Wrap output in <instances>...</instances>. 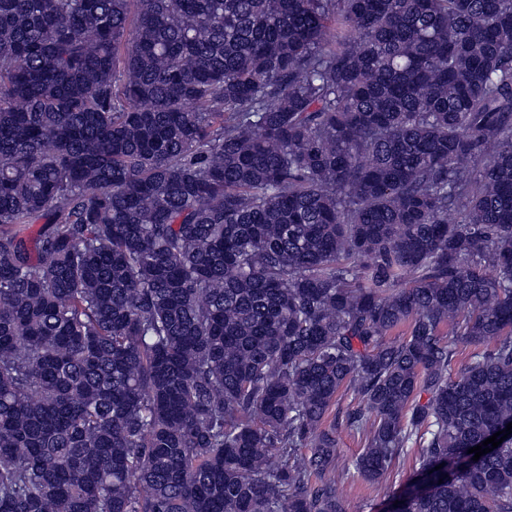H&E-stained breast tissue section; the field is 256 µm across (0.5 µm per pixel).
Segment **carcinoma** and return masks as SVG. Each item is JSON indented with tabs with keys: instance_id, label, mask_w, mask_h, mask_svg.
Instances as JSON below:
<instances>
[{
	"instance_id": "1",
	"label": "carcinoma",
	"mask_w": 512,
	"mask_h": 512,
	"mask_svg": "<svg viewBox=\"0 0 512 512\" xmlns=\"http://www.w3.org/2000/svg\"><path fill=\"white\" fill-rule=\"evenodd\" d=\"M510 422L512 0H0V512H512ZM412 469L410 459L399 468L398 473L391 475L386 484L383 483V489L379 492L357 474H344L340 467L331 474V477L336 480V488L346 512H384L388 494L398 490L407 481Z\"/></svg>"
}]
</instances>
